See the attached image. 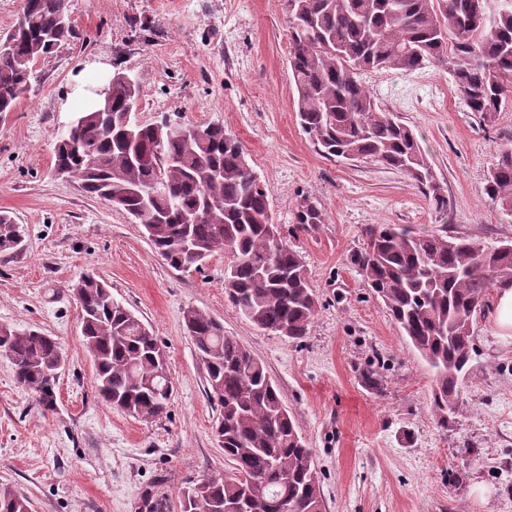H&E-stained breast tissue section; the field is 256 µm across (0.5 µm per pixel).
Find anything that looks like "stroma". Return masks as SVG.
<instances>
[{
    "label": "stroma",
    "mask_w": 512,
    "mask_h": 512,
    "mask_svg": "<svg viewBox=\"0 0 512 512\" xmlns=\"http://www.w3.org/2000/svg\"><path fill=\"white\" fill-rule=\"evenodd\" d=\"M69 5L74 39L38 59L39 83L0 112V212L26 229L18 251L0 254V324L40 330L67 356L49 412L0 358V486L26 496L30 512H141L154 494L181 512L182 490L230 473L213 435L219 411L184 329V311L196 308L264 362L315 454L328 512H512V338L498 335L492 312L477 315L472 379L455 423L442 430L430 372L350 261L383 224L512 237V218L483 193L512 137V106L480 121L436 65L363 74L444 182L443 218L403 173L327 159L301 130L280 0ZM117 71L138 82L144 121L216 123L242 142L281 237L311 275L317 311L305 338L260 330L228 301L223 254L200 270H175L126 214L54 175L58 131ZM307 195L324 213L310 230L297 221ZM86 272L105 280L165 351L174 391L161 418L145 422L101 398L72 290ZM379 358L387 386L376 395L360 371ZM462 466L468 476L459 483Z\"/></svg>",
    "instance_id": "obj_1"
}]
</instances>
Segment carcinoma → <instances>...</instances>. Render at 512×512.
<instances>
[{"mask_svg":"<svg viewBox=\"0 0 512 512\" xmlns=\"http://www.w3.org/2000/svg\"><path fill=\"white\" fill-rule=\"evenodd\" d=\"M282 2L302 131L329 159L369 160L404 173L436 212L447 213V190L415 134L381 108L361 74L441 65L468 111L490 122L512 104V0ZM68 12V0H26L25 22L0 38V112L12 111L20 89L31 85L33 63L73 37V26H58ZM124 76L112 75L109 111L93 104L59 133L54 168L133 217L171 268L198 270L214 254L227 255L224 293L238 311L261 330L306 336L317 307L310 276L297 251L273 239L278 225L241 142L219 124L167 118L127 140L123 116L140 89ZM160 180L165 190L155 195ZM484 193L512 217V138L502 144ZM297 219L309 228L324 223L318 201L302 198ZM15 234L23 228L0 213V253L16 249ZM351 263L429 367L432 412L448 429L472 370L473 321L490 289L512 288V240L491 244L385 224L369 232ZM74 292L103 400L136 418H160L174 388L152 330L92 273L78 279ZM183 320L206 370L208 398L219 407L214 434L232 473L182 491V512H326L313 451L265 364L208 313L191 308ZM0 357L44 410H54L55 373L65 360L59 342L1 324ZM361 378L376 394L386 388L385 375L371 364ZM0 512H29V501L0 486Z\"/></svg>","mask_w":512,"mask_h":512,"instance_id":"cac0c4a2","label":"carcinoma"}]
</instances>
